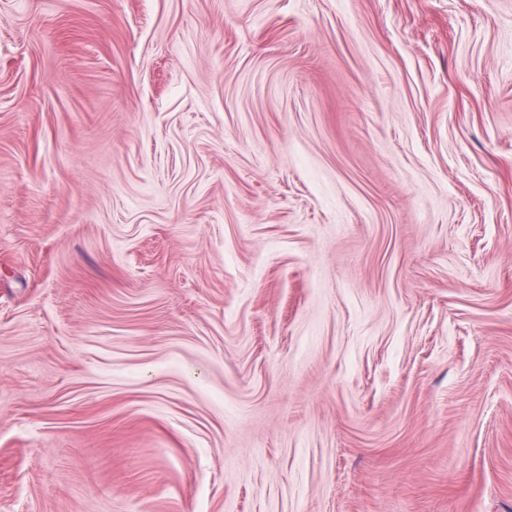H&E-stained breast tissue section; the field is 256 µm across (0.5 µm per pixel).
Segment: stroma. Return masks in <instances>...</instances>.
I'll list each match as a JSON object with an SVG mask.
<instances>
[{
	"label": "stroma",
	"instance_id": "1",
	"mask_svg": "<svg viewBox=\"0 0 512 512\" xmlns=\"http://www.w3.org/2000/svg\"><path fill=\"white\" fill-rule=\"evenodd\" d=\"M0 512H512V0H0Z\"/></svg>",
	"mask_w": 512,
	"mask_h": 512
}]
</instances>
